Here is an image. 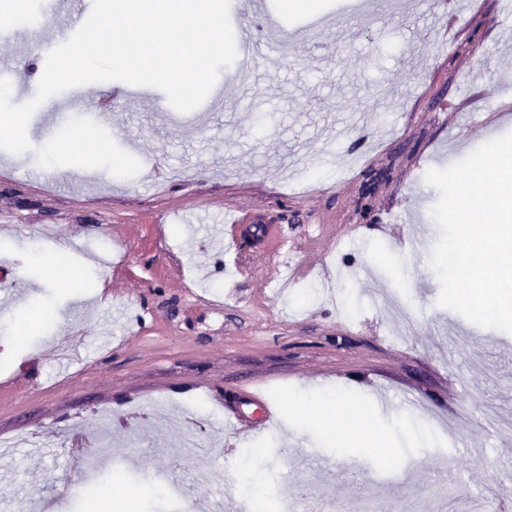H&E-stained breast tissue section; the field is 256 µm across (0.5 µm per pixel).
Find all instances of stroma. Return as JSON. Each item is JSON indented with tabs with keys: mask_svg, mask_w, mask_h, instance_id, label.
<instances>
[{
	"mask_svg": "<svg viewBox=\"0 0 512 512\" xmlns=\"http://www.w3.org/2000/svg\"><path fill=\"white\" fill-rule=\"evenodd\" d=\"M374 3L317 0L316 29L287 15L293 54L248 76L221 68L223 106L162 109L140 87L93 121L98 141L78 156L56 137L51 96L29 150H0V278L15 288L0 315L30 324L0 337V440L78 432L93 448L81 469L13 449L0 512L63 483L56 512H113L117 481L151 483L143 512H179L236 498L247 468L252 512L287 496L296 512L467 498L512 512V437L484 417L512 418V334L440 305L439 192L425 180L512 134V23L498 0H473L447 30L429 0ZM24 9L50 39L65 32L67 0ZM50 39L25 54L0 36L17 87L35 83ZM221 232L239 239L222 257ZM61 241L94 267L47 278L35 255ZM254 386L278 415L225 434V405ZM339 400L375 426L366 461L295 411Z\"/></svg>",
	"mask_w": 512,
	"mask_h": 512,
	"instance_id": "1",
	"label": "stroma"
}]
</instances>
